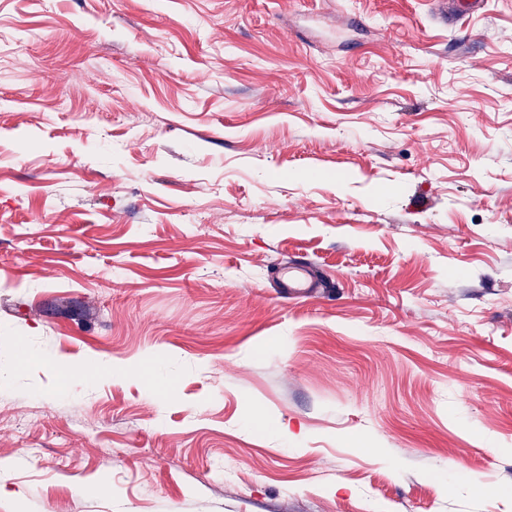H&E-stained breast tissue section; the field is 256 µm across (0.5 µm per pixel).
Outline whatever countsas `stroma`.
<instances>
[{
  "mask_svg": "<svg viewBox=\"0 0 512 512\" xmlns=\"http://www.w3.org/2000/svg\"><path fill=\"white\" fill-rule=\"evenodd\" d=\"M0 512H512V0H0ZM279 292L285 297H312L327 288L325 281L311 265L291 264L279 261L274 264Z\"/></svg>",
  "mask_w": 512,
  "mask_h": 512,
  "instance_id": "obj_1",
  "label": "stroma"
}]
</instances>
